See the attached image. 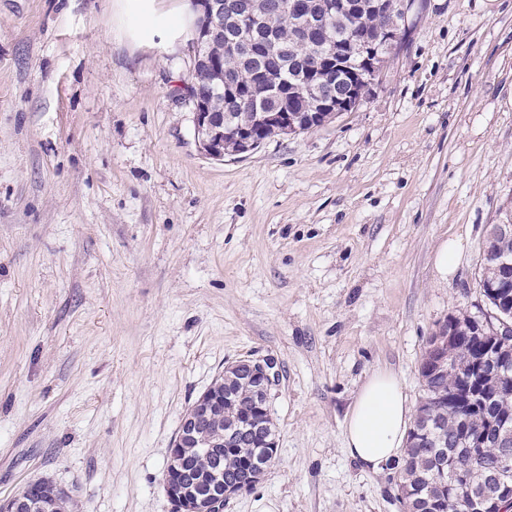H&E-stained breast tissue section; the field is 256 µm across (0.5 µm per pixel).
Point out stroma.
<instances>
[{
	"instance_id": "35a3bbf8",
	"label": "stroma",
	"mask_w": 512,
	"mask_h": 512,
	"mask_svg": "<svg viewBox=\"0 0 512 512\" xmlns=\"http://www.w3.org/2000/svg\"><path fill=\"white\" fill-rule=\"evenodd\" d=\"M0 0V498L171 512L168 450L226 365L270 359L279 450L224 512H400L346 416L373 371L419 403L431 332L475 312L512 214V0H415L351 112L245 155L199 149L197 17ZM460 239L453 275L436 255ZM36 482L39 486V497H34L32 484L27 483L17 494L6 499H0V512H56L40 496L56 498L59 510L66 507L69 495L63 488L58 487L49 478H41L36 480Z\"/></svg>"
}]
</instances>
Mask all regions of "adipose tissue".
Instances as JSON below:
<instances>
[{
	"mask_svg": "<svg viewBox=\"0 0 512 512\" xmlns=\"http://www.w3.org/2000/svg\"><path fill=\"white\" fill-rule=\"evenodd\" d=\"M412 406L400 378L374 371L359 389L348 413L345 443L364 469L382 471L406 446Z\"/></svg>",
	"mask_w": 512,
	"mask_h": 512,
	"instance_id": "adipose-tissue-1",
	"label": "adipose tissue"
}]
</instances>
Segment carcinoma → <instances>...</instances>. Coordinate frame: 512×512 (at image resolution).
Listing matches in <instances>:
<instances>
[{
	"label": "carcinoma",
	"instance_id": "1",
	"mask_svg": "<svg viewBox=\"0 0 512 512\" xmlns=\"http://www.w3.org/2000/svg\"><path fill=\"white\" fill-rule=\"evenodd\" d=\"M282 2L232 0L253 12V32H242L229 24L202 42L191 78L197 86V96L211 111L224 113V125L253 127L259 145L273 136L287 134L282 128H264L256 123L260 113L283 109L307 112L315 108L317 98L305 91L307 84L313 82L331 94L347 92L349 83L341 79L344 60L336 56V47L363 45L373 50L369 65L361 67L368 88L379 79L386 57L400 46L397 41L384 39L398 0H348L354 5L353 11L326 20L309 8L313 0H300L304 12L291 17L281 13ZM305 16L315 26L310 40L300 44L296 32ZM254 40L268 41L279 50L274 71L265 70L260 51L246 50ZM484 255H499L512 263V238L486 239ZM476 322V317L469 315L448 317V329L458 336L456 353L440 375L421 384L420 406L413 425V429L420 430L421 442L405 448L398 462L400 492L413 502L417 512H458L454 503L458 492L450 467L476 476L480 466L497 462L499 449L490 446L474 456L467 453L450 464L442 448L471 444L486 428V422L501 413L512 419V365L473 391L476 363L495 352L498 343L490 329L482 330ZM240 415L239 407L229 406L224 409V418L206 424L205 430L220 440L226 426L240 419ZM224 452L222 479L233 476L242 460L263 458L260 448H239L234 452L226 448ZM37 483L39 496L54 497L59 509L66 507L69 495L63 488L48 478Z\"/></svg>",
	"mask_w": 512,
	"mask_h": 512
}]
</instances>
